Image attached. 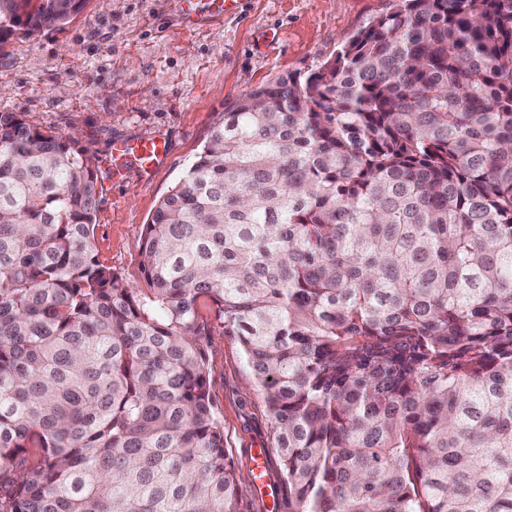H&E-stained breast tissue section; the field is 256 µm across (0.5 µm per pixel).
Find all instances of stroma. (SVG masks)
<instances>
[{"instance_id": "35a3bbf8", "label": "stroma", "mask_w": 512, "mask_h": 512, "mask_svg": "<svg viewBox=\"0 0 512 512\" xmlns=\"http://www.w3.org/2000/svg\"><path fill=\"white\" fill-rule=\"evenodd\" d=\"M392 0H243L232 17L190 24L186 0H88L63 26L0 42V113L78 129L96 160L95 248L129 281L140 278L142 230L179 183L224 108L287 74L308 75L385 12ZM157 135L168 144L151 174L112 175V144ZM224 446L241 472L271 445L270 421L234 337L209 348Z\"/></svg>"}]
</instances>
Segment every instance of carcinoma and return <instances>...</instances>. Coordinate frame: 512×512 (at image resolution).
<instances>
[{"label": "carcinoma", "instance_id": "cac0c4a2", "mask_svg": "<svg viewBox=\"0 0 512 512\" xmlns=\"http://www.w3.org/2000/svg\"><path fill=\"white\" fill-rule=\"evenodd\" d=\"M87 0H0V41ZM71 133L0 113V512H240L236 337L288 512H512V0H394L225 108L97 257ZM209 365L213 398L224 422V447L238 469L246 476L251 470V455L258 472L267 471L270 455V480L278 493L279 509H266V504L272 503L271 497H262L265 486L256 481V487H248L243 495L241 512H288V491L282 485L276 448H271L266 407L251 384L237 340L232 336H213Z\"/></svg>", "mask_w": 512, "mask_h": 512}]
</instances>
